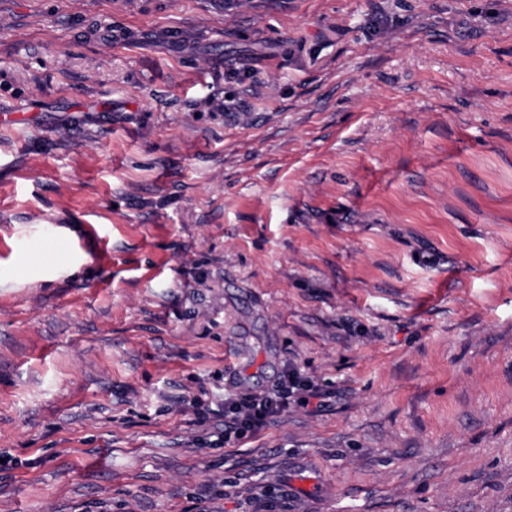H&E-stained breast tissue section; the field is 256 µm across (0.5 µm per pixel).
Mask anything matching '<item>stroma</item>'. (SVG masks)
<instances>
[{"mask_svg":"<svg viewBox=\"0 0 512 512\" xmlns=\"http://www.w3.org/2000/svg\"><path fill=\"white\" fill-rule=\"evenodd\" d=\"M291 360L335 399L211 447ZM2 454L0 512H512V0H0Z\"/></svg>","mask_w":512,"mask_h":512,"instance_id":"1","label":"stroma"}]
</instances>
